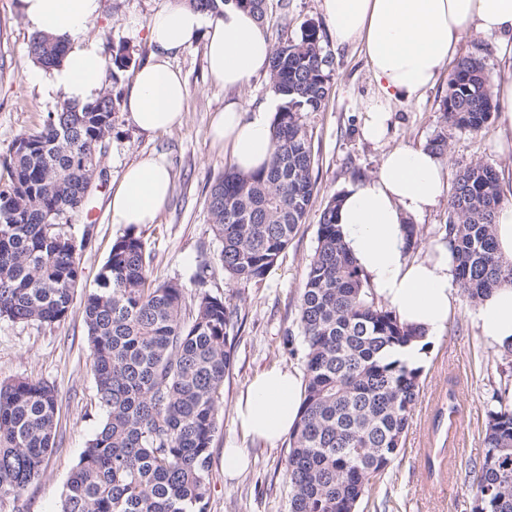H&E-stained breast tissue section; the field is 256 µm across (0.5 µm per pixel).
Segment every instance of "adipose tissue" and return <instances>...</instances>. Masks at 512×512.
Listing matches in <instances>:
<instances>
[{
	"label": "adipose tissue",
	"mask_w": 512,
	"mask_h": 512,
	"mask_svg": "<svg viewBox=\"0 0 512 512\" xmlns=\"http://www.w3.org/2000/svg\"><path fill=\"white\" fill-rule=\"evenodd\" d=\"M31 32L65 39L59 66L30 77L47 90L82 105L99 91L105 59L98 43L83 39L101 0H17ZM336 47L359 49L377 86L363 117L362 134L386 135L394 102H413L433 87L459 54L463 38L480 34L495 40L498 55L512 68V0H321ZM149 40L152 60L139 67L124 96L129 120L155 134L180 125L187 88L170 58L197 38L206 40L209 76L228 96L212 119L211 135L230 166L248 175L267 166L274 147L273 94L246 109L235 90L268 74L272 45L266 27L249 11L226 0L213 16L176 4L155 15ZM163 158L147 155L130 166L112 190V223L133 229L154 223L171 191ZM444 161L424 147L398 146L385 153L376 174L344 188L337 222L344 241L368 283L400 321L422 331V340L404 347L400 358L419 364L422 341L441 335L458 300L455 254L448 242L431 244L424 258L409 259L404 226L438 207L447 196ZM480 333L490 348L512 350V283L502 284L475 309ZM304 385L297 371L272 368L257 375L237 409L244 435L276 444L299 416Z\"/></svg>",
	"instance_id": "obj_1"
}]
</instances>
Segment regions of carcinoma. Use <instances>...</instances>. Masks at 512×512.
<instances>
[{"label":"carcinoma","mask_w":512,"mask_h":512,"mask_svg":"<svg viewBox=\"0 0 512 512\" xmlns=\"http://www.w3.org/2000/svg\"><path fill=\"white\" fill-rule=\"evenodd\" d=\"M66 46L33 35L29 55L44 69ZM132 65L123 46L109 52L104 88L83 106L65 102L41 127L17 135L0 181V318L54 324L82 287L77 249L59 230L81 213L88 187L106 183L100 169L113 88ZM333 59L313 26L280 45L270 72L283 105L272 122L275 152L249 176L234 169L211 185L206 208L222 242L219 260L237 284L263 278L288 247L316 192L315 158L302 112H318L331 91ZM481 58L456 61L445 106L451 126L484 133L494 105ZM499 175L485 162L455 182L447 239L457 261L455 284L471 302L488 297L512 262L497 252ZM325 205L317 245L300 293L298 328L306 384L289 433L285 476L290 512H358L399 459L421 373L390 353L420 335L376 301L343 241L336 210ZM150 255L130 231L116 239L83 297L91 368L103 412L66 484L61 512H207L212 444L224 379L233 365L236 308L207 289L199 266L193 298L177 281L149 279ZM58 396L44 380L0 384V498L19 499L43 473L56 436ZM485 453L473 482L472 512H512V401L497 396L487 412Z\"/></svg>","instance_id":"1"}]
</instances>
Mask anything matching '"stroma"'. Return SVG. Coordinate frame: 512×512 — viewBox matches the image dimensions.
Here are the masks:
<instances>
[{"mask_svg": "<svg viewBox=\"0 0 512 512\" xmlns=\"http://www.w3.org/2000/svg\"><path fill=\"white\" fill-rule=\"evenodd\" d=\"M171 2L101 0V12L83 36L104 48L126 46L134 61L144 64L153 51L148 27L154 15ZM266 7L264 24L275 46L298 39L304 25L325 26L320 0H266ZM30 38L28 26L16 11V0H0V175L5 172L3 164L15 137L39 127L47 113L63 102L62 95L28 80L26 73L34 66L28 55ZM323 43L334 62L331 93L321 111L301 115L315 156L317 194L305 221L262 279L230 283L219 261L222 243L212 231L205 200L213 181L229 166L223 148L213 144L210 136L211 121L224 108L225 92L207 75L201 38L171 58L173 69L188 87L182 124L151 135L137 130L124 110L114 112L108 148L101 158L108 184L89 199L94 217L89 220L78 214L67 219V230L73 235H81L87 227L92 230V240L79 258L84 287H94L113 242L126 232L125 227L111 223L107 213L113 184L140 155L153 153L166 159L172 177L170 197L155 223L137 231L152 256L151 277L159 283L180 282L191 295L199 264L208 263L209 291L229 299L238 309L240 322L233 367L224 380L218 410L208 512H288L287 440L271 446L244 437L236 425L234 408L259 371L275 365L298 371L304 368L302 349H289L284 338L297 329L299 296L317 245L319 216L330 198L340 194L347 183L370 178L387 149L424 146L440 133L448 141L449 178H456L478 161L491 163L501 172L512 169V148L500 151L495 131L476 135L446 123L443 100L448 80L444 77L421 100L394 104L392 127L384 142L366 141L361 134L362 119L376 86L365 59L354 48L336 47L331 36H324ZM82 311L81 302H74L67 318L51 325L0 318V382L41 379L54 385L58 394L55 446L43 474L25 490L20 502L1 500L0 512H59L71 471L100 424L102 412ZM473 311V303L459 299L441 336L426 345L422 388L403 437V454L377 483L374 493L376 500H389L394 512H471V471L484 455L487 411L494 394L503 391L512 378V362L485 344ZM452 377L460 382L467 434L450 487L431 492L421 481L417 448L428 406ZM228 448L248 451L247 468L232 477L224 473Z\"/></svg>", "mask_w": 512, "mask_h": 512, "instance_id": "35a3bbf8", "label": "stroma"}]
</instances>
